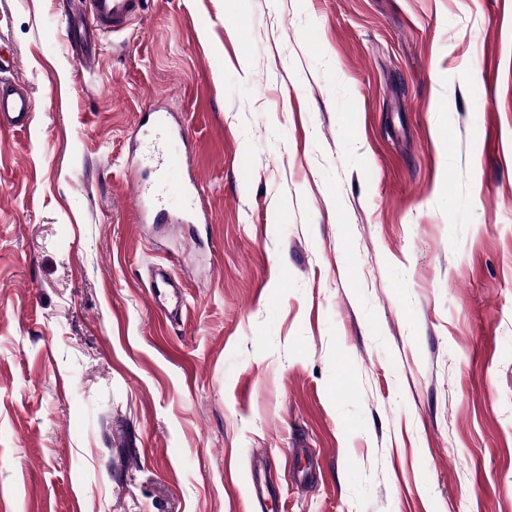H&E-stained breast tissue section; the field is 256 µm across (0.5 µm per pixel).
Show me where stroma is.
I'll return each instance as SVG.
<instances>
[{"instance_id":"obj_1","label":"stroma","mask_w":512,"mask_h":512,"mask_svg":"<svg viewBox=\"0 0 512 512\" xmlns=\"http://www.w3.org/2000/svg\"><path fill=\"white\" fill-rule=\"evenodd\" d=\"M0 0V512H512V0ZM172 111L209 225L138 221ZM183 309L150 305L157 267ZM78 1L86 24L70 9L67 14L62 15V20L73 30V54L78 56L81 64H88L91 68L90 59L101 35L123 30L132 18L144 11L146 0ZM35 101L22 83L0 77V131L26 132L29 130ZM252 487L250 495V504L252 512H265V509H269L267 505L268 499L273 496L272 489L265 483L263 484L261 478L257 472V469L252 473Z\"/></svg>"}]
</instances>
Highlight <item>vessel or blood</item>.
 Here are the masks:
<instances>
[{"label":"vessel or blood","mask_w":512,"mask_h":512,"mask_svg":"<svg viewBox=\"0 0 512 512\" xmlns=\"http://www.w3.org/2000/svg\"><path fill=\"white\" fill-rule=\"evenodd\" d=\"M145 3L146 0H79V13L64 14L63 19L74 34L72 52L81 64L89 63L102 34L123 30L132 18L143 12ZM34 112L35 101L30 90L16 80L0 77V131H28ZM144 119L155 131L149 151L158 192L146 198L139 211L140 223L166 220L177 224L208 223L207 211L189 213L172 210L169 206L172 193L185 195L198 189L197 173L190 155L177 145L178 139L184 136L182 125L172 123L169 113L156 110L146 112ZM174 170L183 176L175 187L169 180Z\"/></svg>","instance_id":"obj_1"}]
</instances>
